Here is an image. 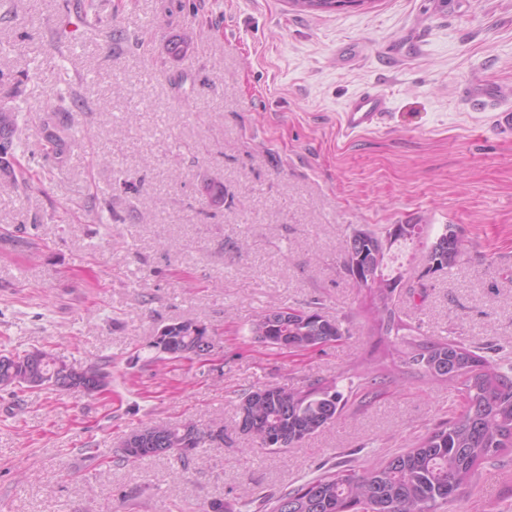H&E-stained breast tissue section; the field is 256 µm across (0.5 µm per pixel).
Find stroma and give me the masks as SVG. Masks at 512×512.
<instances>
[{
	"instance_id": "obj_1",
	"label": "stroma",
	"mask_w": 512,
	"mask_h": 512,
	"mask_svg": "<svg viewBox=\"0 0 512 512\" xmlns=\"http://www.w3.org/2000/svg\"><path fill=\"white\" fill-rule=\"evenodd\" d=\"M0 0V105L16 106L27 186L0 180V354L109 360L99 394L0 392V512H226L342 463L413 447L459 392L394 361L342 269L349 226L431 215L406 246L407 338L486 348L512 366V0H374L315 14L289 0ZM122 38H114V30ZM193 37L186 56L170 40ZM382 92L385 124L345 135L340 112ZM76 92L67 124L46 100ZM49 123L70 144L40 150ZM112 154L99 166L98 153ZM129 188L116 185V175ZM224 185L209 205L203 180ZM453 224L459 264L424 276ZM23 237L26 247L14 244ZM318 309L350 336L303 352L252 339L269 306ZM193 319L214 359L157 364L152 343ZM333 382L342 417L303 444L253 449L236 424L262 385ZM224 426L189 463L112 460L146 423ZM254 504L245 506L241 495ZM439 512H512V449Z\"/></svg>"
}]
</instances>
